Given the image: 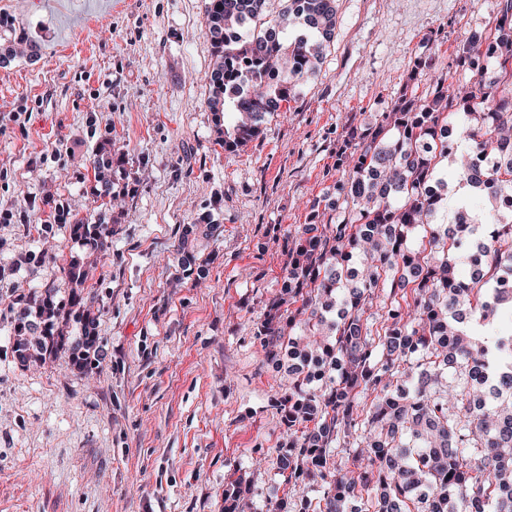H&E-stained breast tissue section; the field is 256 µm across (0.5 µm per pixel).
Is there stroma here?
<instances>
[{
    "label": "stroma",
    "instance_id": "1",
    "mask_svg": "<svg viewBox=\"0 0 512 512\" xmlns=\"http://www.w3.org/2000/svg\"><path fill=\"white\" fill-rule=\"evenodd\" d=\"M498 0H338L333 40L288 111L245 151L214 143L207 0H0L37 56L0 61V512H224L250 483L261 512L315 498L279 470L278 400L294 375L253 336L282 285L288 231L343 177L345 127L371 126L434 38L438 66L483 28ZM124 154L123 214L91 286L100 362L13 353L18 295L69 291L80 246L58 209H83L100 143ZM223 235L183 275L177 242L200 217Z\"/></svg>",
    "mask_w": 512,
    "mask_h": 512
}]
</instances>
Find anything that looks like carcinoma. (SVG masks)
<instances>
[{
  "label": "carcinoma",
  "instance_id": "carcinoma-1",
  "mask_svg": "<svg viewBox=\"0 0 512 512\" xmlns=\"http://www.w3.org/2000/svg\"><path fill=\"white\" fill-rule=\"evenodd\" d=\"M208 0L212 46L209 107L214 144L235 153L281 111L297 84L315 73L337 22V0ZM251 23L265 37L225 34ZM14 21L0 16V58L15 55ZM491 56L465 94L451 74L435 77L429 95L414 88L437 69L436 52L413 60L402 91L374 125L348 127L336 153V198L347 204L336 223H308L288 234L283 283L265 305L253 336L265 360L292 361L296 377L282 397L288 440L279 469L289 484H315L318 501L286 497L268 512H512V0L483 30L455 47V70ZM459 121L448 146L441 127ZM490 168L477 167L486 152ZM123 164L101 144L93 158V202L112 212L114 168ZM480 195L476 215L445 176ZM108 202H103V199ZM453 209V223L439 217ZM84 247L67 272L59 300L47 289L12 309L14 353L23 366L69 355L82 369L98 360L100 308L86 291L98 255L112 243L118 218L100 211L62 212ZM223 228L200 220L182 228L183 267L200 240ZM483 264L468 278L456 270L471 250ZM354 445L353 468L336 450ZM242 481L224 493L237 512Z\"/></svg>",
  "mask_w": 512,
  "mask_h": 512
}]
</instances>
